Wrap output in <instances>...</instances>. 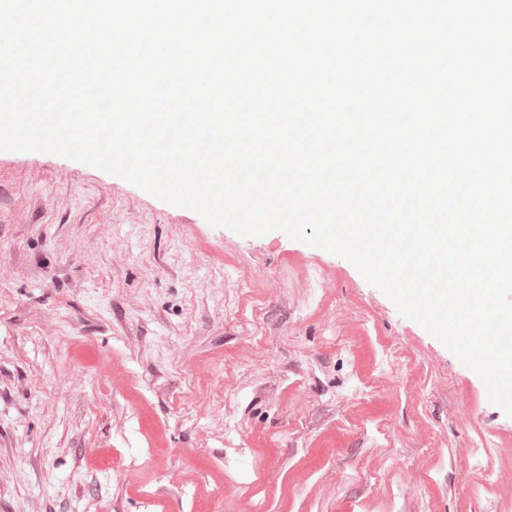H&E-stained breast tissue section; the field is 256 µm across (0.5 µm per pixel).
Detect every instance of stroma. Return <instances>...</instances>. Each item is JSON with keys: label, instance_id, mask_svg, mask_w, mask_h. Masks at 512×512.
<instances>
[{"label": "stroma", "instance_id": "35a3bbf8", "mask_svg": "<svg viewBox=\"0 0 512 512\" xmlns=\"http://www.w3.org/2000/svg\"><path fill=\"white\" fill-rule=\"evenodd\" d=\"M0 512H512V417L346 259L0 151Z\"/></svg>", "mask_w": 512, "mask_h": 512}]
</instances>
